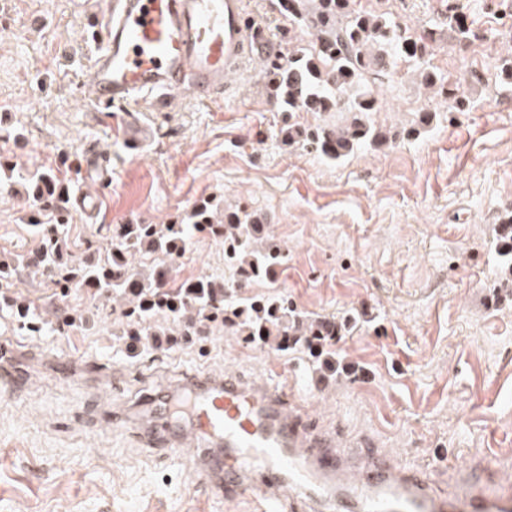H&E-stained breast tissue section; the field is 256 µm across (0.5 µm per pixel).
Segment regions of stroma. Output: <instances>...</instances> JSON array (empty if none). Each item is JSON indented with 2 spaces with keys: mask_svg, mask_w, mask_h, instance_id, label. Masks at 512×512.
Here are the masks:
<instances>
[{
  "mask_svg": "<svg viewBox=\"0 0 512 512\" xmlns=\"http://www.w3.org/2000/svg\"><path fill=\"white\" fill-rule=\"evenodd\" d=\"M282 55L300 48L281 0H244ZM359 9L422 30L436 41L429 63L475 106L454 112L428 100L415 74L380 88L377 125L392 143L329 161L285 145L284 118L269 101L257 53L224 85L222 102L184 93L142 99L151 135L130 158L116 113L80 97L90 60L84 35L104 26L94 0H0V257L35 250L33 175L54 169L70 196L98 195L93 215L70 206L71 252L110 242L120 224L187 220L208 199L261 213L286 258L272 281L237 285L224 245L194 234L171 263L178 283L212 276L237 302L287 296L300 315L346 323L331 348L335 373L297 348L247 342L214 328L205 336L139 352L118 335L105 296L63 298L40 277L21 296L40 310L72 307L81 322L63 333L18 329L0 312V336L33 350L26 387L0 394V512H251L247 500L208 495L179 460L145 447L122 425L102 423L89 394L87 360L120 371L114 404L138 399L180 370L292 381L314 418L362 428L403 458L427 465L436 488L449 467L489 451L512 479V258L502 255V219L512 211V85L494 63L512 43V0H459L479 40L458 42L448 0H354ZM436 117L419 126L424 109ZM107 157L112 180H85L84 155ZM78 366L68 381L50 362Z\"/></svg>",
  "mask_w": 512,
  "mask_h": 512,
  "instance_id": "1",
  "label": "stroma"
}]
</instances>
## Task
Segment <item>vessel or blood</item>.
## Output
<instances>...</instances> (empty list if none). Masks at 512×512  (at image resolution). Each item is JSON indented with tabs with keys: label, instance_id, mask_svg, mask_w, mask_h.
<instances>
[{
	"label": "vessel or blood",
	"instance_id": "b4317fda",
	"mask_svg": "<svg viewBox=\"0 0 512 512\" xmlns=\"http://www.w3.org/2000/svg\"><path fill=\"white\" fill-rule=\"evenodd\" d=\"M102 11L105 30L82 97L121 112L116 130L133 158L147 137L135 102L186 91L220 100L228 75L268 40L247 23L244 0H103ZM98 412L148 447L183 455L212 495L252 500L258 512H512L497 466L483 464L484 479L468 472L456 489L435 490L426 469L374 438L340 445L285 385L184 371L139 401Z\"/></svg>",
	"mask_w": 512,
	"mask_h": 512
}]
</instances>
